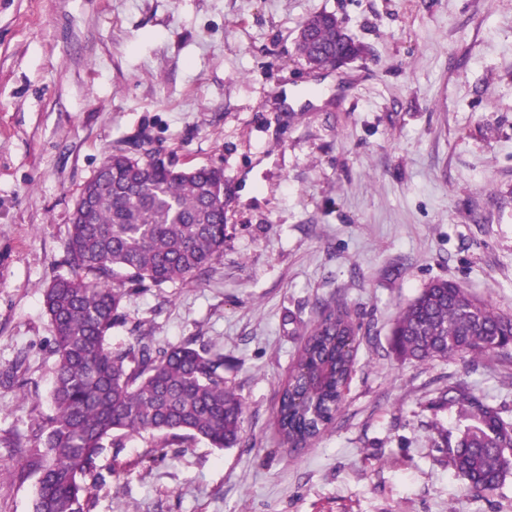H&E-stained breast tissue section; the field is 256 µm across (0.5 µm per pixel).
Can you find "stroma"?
Masks as SVG:
<instances>
[{
	"label": "stroma",
	"mask_w": 512,
	"mask_h": 512,
	"mask_svg": "<svg viewBox=\"0 0 512 512\" xmlns=\"http://www.w3.org/2000/svg\"><path fill=\"white\" fill-rule=\"evenodd\" d=\"M328 12L368 53L311 71L296 52ZM149 139L224 171L209 276L132 289L112 346L223 351L243 441L166 448L128 435L97 459L93 512H512V474L470 488L445 436L466 383L512 419V347L400 359L391 328L435 279L512 318V0H0V512H32V420L50 413L43 292L68 275L76 201L105 158ZM362 322L329 428L284 447L279 392L325 299Z\"/></svg>",
	"instance_id": "1"
}]
</instances>
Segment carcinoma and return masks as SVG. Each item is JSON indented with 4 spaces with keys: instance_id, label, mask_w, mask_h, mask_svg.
<instances>
[{
    "instance_id": "carcinoma-1",
    "label": "carcinoma",
    "mask_w": 512,
    "mask_h": 512,
    "mask_svg": "<svg viewBox=\"0 0 512 512\" xmlns=\"http://www.w3.org/2000/svg\"><path fill=\"white\" fill-rule=\"evenodd\" d=\"M299 57L314 67L337 66L348 52L362 57L354 37L344 42L336 22L320 13L304 20ZM224 247V173L183 169L153 151H118L107 158L77 203L65 244L71 275L43 293L54 327L53 413L34 419L28 469L39 473L33 512H92L96 459L122 435L149 434L164 444L199 439L218 449L242 441L244 403L224 378V353L191 336L160 346L142 333L112 347L108 333L132 286L193 282L210 271ZM362 326L334 301L318 320L282 387L275 413L283 444L302 448L340 409ZM396 351L417 362L507 347L512 319L459 284L436 279L403 306L392 329ZM17 358L7 383L27 384ZM448 408L468 421L456 441L445 439L449 465L470 485L497 489L512 472V422L462 384L448 387Z\"/></svg>"
}]
</instances>
